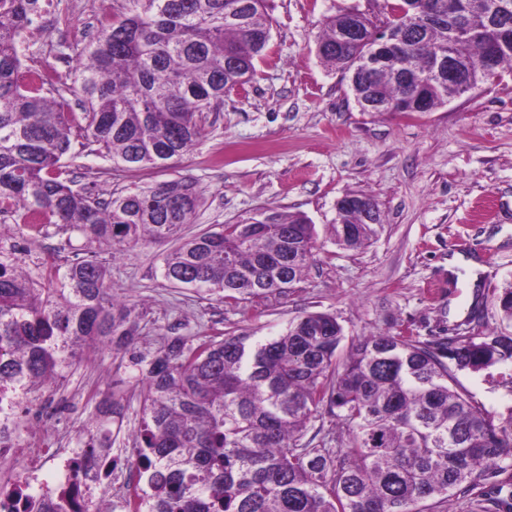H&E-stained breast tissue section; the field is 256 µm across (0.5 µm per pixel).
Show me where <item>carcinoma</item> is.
I'll return each mask as SVG.
<instances>
[{
  "label": "carcinoma",
  "mask_w": 512,
  "mask_h": 512,
  "mask_svg": "<svg viewBox=\"0 0 512 512\" xmlns=\"http://www.w3.org/2000/svg\"><path fill=\"white\" fill-rule=\"evenodd\" d=\"M467 0L459 15L392 19L405 54L375 73L358 71L367 44L336 49L344 12L327 19L316 50L342 71L351 94L406 99L430 112L483 83L486 38L512 34V11ZM37 0H0V215L17 224H59L112 247L174 243L164 279L197 293L284 294L304 282L314 225L301 214L262 210L218 231L183 235L200 203L196 183L177 177L136 184L101 201L73 189L64 159L74 144L134 172L167 167L204 134L224 87L253 78L271 37L266 0H125L100 25L68 99L45 82L22 83L18 40ZM464 67V82L419 89L432 61ZM337 245L358 249L382 225L343 216ZM43 288L0 261V404L63 377L87 347L134 344V309L112 297L104 265L84 259L51 271ZM343 329L309 312L263 340L239 334L173 337L134 357L146 391L137 428L129 512H416L435 498L480 488L512 459V406L489 412L456 372L512 364V333L474 331L441 342L373 335L340 361ZM326 413L352 430L339 455L300 444Z\"/></svg>",
  "instance_id": "obj_1"
}]
</instances>
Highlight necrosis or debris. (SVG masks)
Instances as JSON below:
<instances>
[{"instance_id":"4bbe7bcc","label":"necrosis or debris","mask_w":512,"mask_h":512,"mask_svg":"<svg viewBox=\"0 0 512 512\" xmlns=\"http://www.w3.org/2000/svg\"><path fill=\"white\" fill-rule=\"evenodd\" d=\"M29 408L25 402L0 411V512H12L14 505L27 499L42 503L45 512H55L62 493L98 504L104 512H124V499L102 489L99 466L89 462L86 449L53 447L48 420L31 425V435L40 440L38 448L17 445L16 422ZM43 466L49 467L50 482L58 489V496L44 497L45 482L38 474Z\"/></svg>"}]
</instances>
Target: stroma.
I'll return each instance as SVG.
<instances>
[{
  "label": "stroma",
  "mask_w": 512,
  "mask_h": 512,
  "mask_svg": "<svg viewBox=\"0 0 512 512\" xmlns=\"http://www.w3.org/2000/svg\"><path fill=\"white\" fill-rule=\"evenodd\" d=\"M392 0H268L273 20L255 77L225 91L204 136L167 168L116 172L105 158L73 150L66 163L77 189L106 200L130 184L187 177L202 203L185 231L195 234L274 208L304 214L317 250L301 287L284 295L224 298L177 288L162 276L164 246L111 249L56 224L30 227L0 216V261L35 280L48 268L94 259L110 269L112 293L134 304L135 348L102 343L85 351L32 405H61L56 434L103 421L113 453L134 457L145 389L133 352H154L173 336L249 334L261 340L309 312L336 317L346 357L359 338L409 332L439 340L471 329L508 330L499 297L512 287V73L430 112H363L339 70L316 52L325 20L355 10L385 21ZM124 0H62L59 27L35 31L30 61L65 90L79 68L86 33L119 13ZM349 192L377 202L383 229L356 250L331 235L336 201ZM482 267L478 288L452 274L454 254ZM478 315H471V308ZM460 383L491 412L512 405V388L487 373L460 372ZM512 504V467L483 488L436 502L430 512H482L484 499Z\"/></svg>",
  "instance_id": "35a3bbf8"
}]
</instances>
